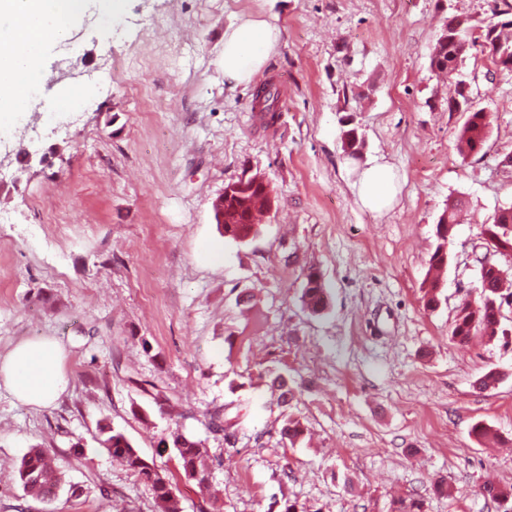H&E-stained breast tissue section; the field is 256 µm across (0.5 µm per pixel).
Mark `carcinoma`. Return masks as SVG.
<instances>
[{"label": "carcinoma", "instance_id": "1", "mask_svg": "<svg viewBox=\"0 0 512 512\" xmlns=\"http://www.w3.org/2000/svg\"><path fill=\"white\" fill-rule=\"evenodd\" d=\"M501 2L503 7L495 9L492 19L488 21L470 25L466 20L460 21L453 17L446 22L448 39L437 54L430 57L446 77L451 79L455 76L468 49L478 43V38L472 37L475 30L482 32L486 37L494 36L498 41L499 54L512 58V40L502 38V32L495 31V18L512 14V3L509 0ZM277 101V90L266 87L253 98L263 116L271 120L276 117ZM463 104L468 108L469 117L457 135V151L466 159L487 143L491 120L486 112L475 109L470 102L465 100ZM267 209L265 197L257 192L245 196L243 202L237 205L228 204L225 207L226 214L234 223L224 225L225 233L233 240H245L250 234L258 232V215ZM485 233L487 249L512 253V208L500 210L494 217V223L485 229ZM306 280L308 288L303 292L306 307L313 313H320L327 306L326 292L320 283V275L310 271L306 274ZM479 281L480 301L474 305L463 304L451 329L452 338L459 343H465L478 335L493 340L501 330L500 306L503 292H512V275L504 278L498 270L490 267L480 274ZM98 433L100 445L112 458L124 465L148 487L160 512H180L179 502L173 499L174 491L170 481L152 474L147 459L139 454L124 434L114 431L111 424L106 421L98 423ZM200 445L201 442L184 435L180 445L174 447V451L182 461L185 476L202 485L206 482V474L202 469ZM19 477L26 495L43 502L56 498L63 486L62 479L48 454L38 446L31 448L23 456ZM479 495L498 504L503 512H512V486L486 483L480 486ZM394 512H425L424 499H399L394 502Z\"/></svg>", "mask_w": 512, "mask_h": 512}]
</instances>
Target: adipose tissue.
<instances>
[{
	"instance_id": "ef3b65f1",
	"label": "adipose tissue",
	"mask_w": 512,
	"mask_h": 512,
	"mask_svg": "<svg viewBox=\"0 0 512 512\" xmlns=\"http://www.w3.org/2000/svg\"><path fill=\"white\" fill-rule=\"evenodd\" d=\"M110 0H0V131L11 128L36 104L47 52L64 42L92 11H111ZM278 26L250 18L224 33V81L249 84L280 43ZM361 204L382 212L398 188L392 165L373 162L357 168L352 184ZM64 348L52 337L17 342L0 358V386L18 401L49 407L67 390Z\"/></svg>"
}]
</instances>
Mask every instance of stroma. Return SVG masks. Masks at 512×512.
Wrapping results in <instances>:
<instances>
[{"mask_svg": "<svg viewBox=\"0 0 512 512\" xmlns=\"http://www.w3.org/2000/svg\"><path fill=\"white\" fill-rule=\"evenodd\" d=\"M492 0H119L45 57L53 88L0 138V356L22 339L65 349L70 388L48 408L0 387V512H157L148 488L97 441L109 422L170 478L182 512H500L480 485H512V344L451 326L478 299L485 226L512 207V72L480 48L458 73L488 112L482 153L462 158L456 83L430 68L452 17L490 18ZM169 15L185 43L150 50L142 26ZM276 24L279 47L251 84L224 83V33ZM274 82L280 111L251 109ZM89 97L60 112L69 86ZM360 162L393 165L401 189L375 213L355 195ZM27 151L29 167L17 156ZM276 197L259 233L224 236L212 203L246 173ZM464 208L432 280L436 224ZM317 271L327 307H305ZM436 291V309L425 307ZM500 379L483 390L489 371ZM285 377L290 395L274 386ZM229 424L208 426L214 409ZM304 434L291 441L286 418ZM488 425L499 440L471 432ZM201 441L208 491L160 440ZM47 448L65 483L25 496L17 469ZM452 496L433 493L434 480ZM112 495L102 498L100 487Z\"/></svg>", "mask_w": 512, "mask_h": 512, "instance_id": "stroma-1", "label": "stroma"}]
</instances>
